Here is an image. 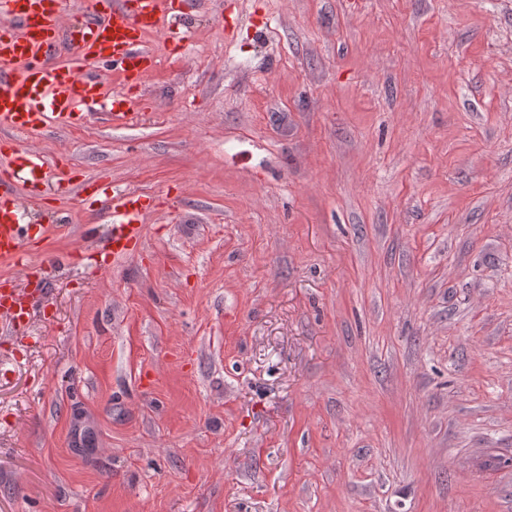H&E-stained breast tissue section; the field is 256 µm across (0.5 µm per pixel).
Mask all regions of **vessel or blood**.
<instances>
[{"label": "vessel or blood", "mask_w": 512, "mask_h": 512, "mask_svg": "<svg viewBox=\"0 0 512 512\" xmlns=\"http://www.w3.org/2000/svg\"><path fill=\"white\" fill-rule=\"evenodd\" d=\"M183 5L184 0H113L66 24L59 0H0V129L36 134L79 126L84 107L103 97L96 66H107L129 82L141 80L155 65L145 34L163 30ZM1 156L9 163L0 164V258L23 265L32 227L20 219L22 203L13 186L18 173H26L28 195L39 199L54 163L14 142L0 149ZM91 191L104 197L113 258L132 255L143 242L152 198L129 190L107 195L97 183ZM44 293L31 279L1 286L0 320L18 325L31 301Z\"/></svg>", "instance_id": "obj_1"}]
</instances>
